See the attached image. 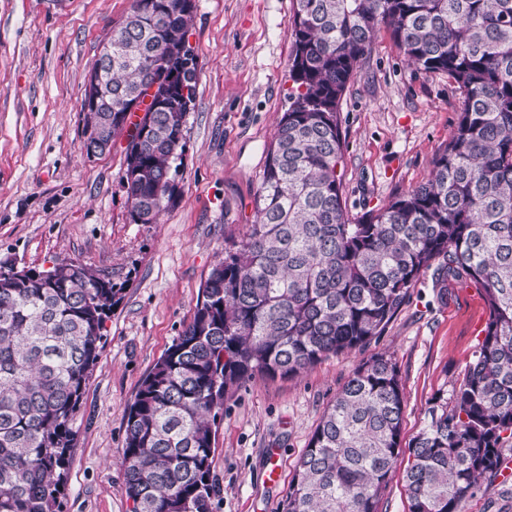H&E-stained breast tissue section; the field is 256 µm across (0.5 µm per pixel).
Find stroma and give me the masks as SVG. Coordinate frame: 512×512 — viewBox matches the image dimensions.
<instances>
[{
  "mask_svg": "<svg viewBox=\"0 0 512 512\" xmlns=\"http://www.w3.org/2000/svg\"><path fill=\"white\" fill-rule=\"evenodd\" d=\"M132 0H0V260L74 261L125 284L73 422L64 512H132L122 465L125 413L142 378L193 316L200 287L255 220L254 196L292 87L295 0H196L198 57L177 205L155 224L129 216L120 183L126 135L92 158L81 147L86 78ZM463 98L441 73L410 65L380 32L342 101V182L350 216L427 181ZM484 291L421 276L376 343L295 378L256 375L224 402L213 470L216 512H285L297 463L323 411L375 353L396 362L402 440L434 398L464 379L488 320ZM280 477L269 482L271 453ZM462 512H512V480H482Z\"/></svg>",
  "mask_w": 512,
  "mask_h": 512,
  "instance_id": "stroma-1",
  "label": "stroma"
}]
</instances>
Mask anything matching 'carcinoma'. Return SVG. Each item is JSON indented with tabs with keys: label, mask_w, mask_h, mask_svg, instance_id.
<instances>
[{
	"label": "carcinoma",
	"mask_w": 512,
	"mask_h": 512,
	"mask_svg": "<svg viewBox=\"0 0 512 512\" xmlns=\"http://www.w3.org/2000/svg\"><path fill=\"white\" fill-rule=\"evenodd\" d=\"M112 38L84 125L128 126L121 183L136 224L179 198L198 57L191 5L133 0ZM292 92L271 143L246 239L225 249L191 321L143 377L125 414L133 512H214L212 471L224 399L256 375L297 376L382 335L420 276H461L488 304L484 338L452 404H433L401 446L404 393L392 357L359 364L322 414L286 512H377L401 456L409 512H461L512 448V0H296ZM407 60L463 95L429 180L358 219L338 167L341 104L381 29ZM123 288L84 264L0 262V512H64L72 421Z\"/></svg>",
	"instance_id": "1"
}]
</instances>
